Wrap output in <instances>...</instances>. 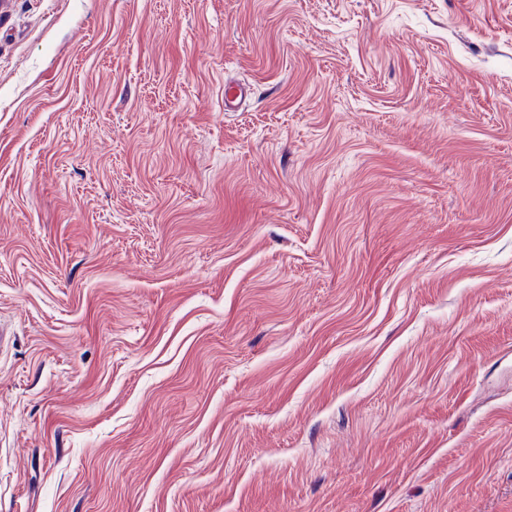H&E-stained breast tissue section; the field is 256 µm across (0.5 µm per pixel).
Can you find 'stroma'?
<instances>
[{
	"label": "stroma",
	"instance_id": "1",
	"mask_svg": "<svg viewBox=\"0 0 512 512\" xmlns=\"http://www.w3.org/2000/svg\"><path fill=\"white\" fill-rule=\"evenodd\" d=\"M0 512H512V0H0Z\"/></svg>",
	"mask_w": 512,
	"mask_h": 512
}]
</instances>
